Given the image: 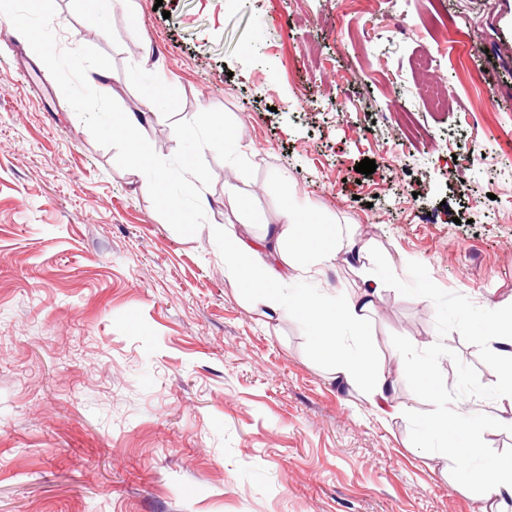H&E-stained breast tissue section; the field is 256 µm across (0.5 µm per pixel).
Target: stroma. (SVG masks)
<instances>
[{
	"instance_id": "35a3bbf8",
	"label": "stroma",
	"mask_w": 512,
	"mask_h": 512,
	"mask_svg": "<svg viewBox=\"0 0 512 512\" xmlns=\"http://www.w3.org/2000/svg\"><path fill=\"white\" fill-rule=\"evenodd\" d=\"M470 6L472 34L458 0L0 5L17 25L0 38V512H483L477 484L412 444L404 413L431 405L391 337L455 351L440 361L450 388L459 361L496 382L477 347L439 336L429 299L382 287L367 353L401 412L379 415L336 384L308 321L241 293L222 234L281 223L291 197L399 277L418 261L479 307L512 304V0ZM426 83L455 104L432 108ZM151 84L154 162L209 201L191 223L174 208L193 198L145 188L105 131ZM219 122L240 129L232 156L210 143ZM230 190L247 212L225 209ZM371 268L340 259L297 280L340 301ZM471 404L475 467L511 463L499 401Z\"/></svg>"
}]
</instances>
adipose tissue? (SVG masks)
<instances>
[{"mask_svg":"<svg viewBox=\"0 0 512 512\" xmlns=\"http://www.w3.org/2000/svg\"><path fill=\"white\" fill-rule=\"evenodd\" d=\"M145 101L146 112L113 117L111 125L121 132L128 148L138 157L148 187L165 189L171 175L154 165L150 146L141 136L148 121V109L161 103L157 88L146 90ZM283 213L284 223L266 227L259 236L225 227V272L232 274L243 290L273 314L292 312L305 317L315 328V341L328 357L337 380L350 387L367 384V398L373 409L383 415L392 414L389 378L364 351L369 340L367 326L373 313V292H363L334 309L288 290L299 264H306L308 271L317 273L335 261L340 249L350 259L362 260L365 246L352 238H338L335 226L326 224L310 208L296 202L286 201ZM491 328L495 342L493 360L501 379L499 398L512 407V318L505 316L492 321ZM347 337L354 340L357 349L345 356L341 346Z\"/></svg>","mask_w":512,"mask_h":512,"instance_id":"ef3b65f1","label":"adipose tissue"}]
</instances>
